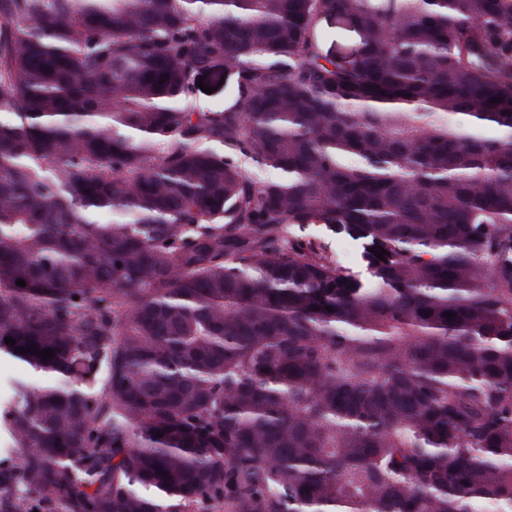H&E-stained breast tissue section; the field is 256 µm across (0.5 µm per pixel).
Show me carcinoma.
Here are the masks:
<instances>
[{"label":"carcinoma","instance_id":"carcinoma-1","mask_svg":"<svg viewBox=\"0 0 512 512\" xmlns=\"http://www.w3.org/2000/svg\"><path fill=\"white\" fill-rule=\"evenodd\" d=\"M2 115L14 512H512V0H0ZM319 28L322 36L321 46L323 51H329L333 55L351 51L358 40L354 32L339 30L337 34L336 24H331L329 21L322 20ZM202 77H204V85H209L212 88L217 87V90H215L213 93L206 94L201 90L199 86H197V97L199 98L200 104L202 106L219 109L234 102L235 99L232 93L228 89L224 88V81L222 85H219L221 80H216L209 76ZM329 243L335 258L343 265L353 266L356 264L357 252L354 243L348 238L339 235H333ZM26 380L33 386H41L51 381L34 376L29 369L19 361L2 356L0 358V410L17 405L19 396L14 390V382Z\"/></svg>","mask_w":512,"mask_h":512}]
</instances>
